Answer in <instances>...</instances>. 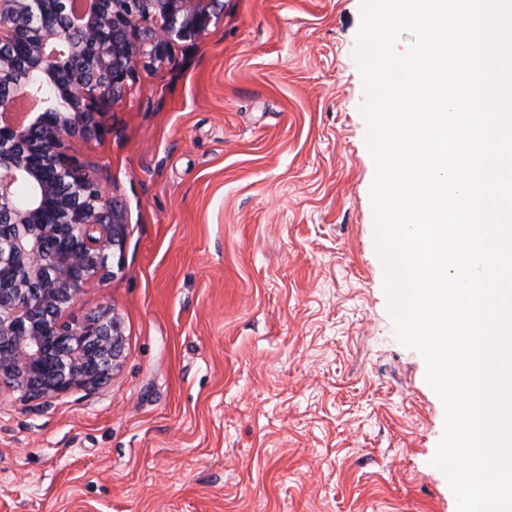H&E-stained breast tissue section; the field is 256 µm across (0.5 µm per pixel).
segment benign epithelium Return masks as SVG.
<instances>
[{
    "mask_svg": "<svg viewBox=\"0 0 512 512\" xmlns=\"http://www.w3.org/2000/svg\"><path fill=\"white\" fill-rule=\"evenodd\" d=\"M222 12L223 0H0V385L51 399L119 364L113 309L68 319L122 267L127 224L77 144L109 132L100 117L139 66Z\"/></svg>",
    "mask_w": 512,
    "mask_h": 512,
    "instance_id": "1",
    "label": "benign epithelium"
}]
</instances>
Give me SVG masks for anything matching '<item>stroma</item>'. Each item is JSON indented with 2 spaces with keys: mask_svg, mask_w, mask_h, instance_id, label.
Here are the masks:
<instances>
[{
  "mask_svg": "<svg viewBox=\"0 0 512 512\" xmlns=\"http://www.w3.org/2000/svg\"><path fill=\"white\" fill-rule=\"evenodd\" d=\"M84 158L127 212L93 388L0 387V512H456L376 253L361 0H223Z\"/></svg>",
  "mask_w": 512,
  "mask_h": 512,
  "instance_id": "35a3bbf8",
  "label": "stroma"
}]
</instances>
